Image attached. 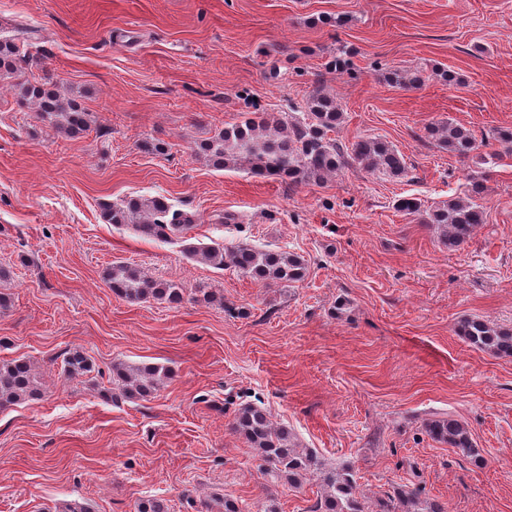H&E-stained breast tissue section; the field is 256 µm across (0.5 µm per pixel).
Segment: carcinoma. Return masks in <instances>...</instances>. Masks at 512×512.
Listing matches in <instances>:
<instances>
[{
    "instance_id": "cac0c4a2",
    "label": "carcinoma",
    "mask_w": 512,
    "mask_h": 512,
    "mask_svg": "<svg viewBox=\"0 0 512 512\" xmlns=\"http://www.w3.org/2000/svg\"><path fill=\"white\" fill-rule=\"evenodd\" d=\"M30 60L22 31L0 39V78H13L21 64ZM23 102L37 108V118L53 125L58 132L75 136L89 128L88 113L68 95L50 91L44 85L26 79L15 83ZM342 120L336 100L316 86L300 106L289 112H254L239 123L226 127L196 144L213 166L243 167L254 174L274 176L282 182L323 184L341 168L356 165L368 173L389 178H403L408 169L404 157L387 141L362 138L347 146L334 137ZM427 139L444 150L468 158L479 148L470 130L462 126L439 124L427 130ZM393 206L422 224L437 225L443 230L448 248L456 249L471 239L484 223L485 206L481 185L474 180L464 199H450L426 207L413 195L401 196ZM105 220L110 224L132 225L138 233L168 242L179 238L195 224V216L176 208L164 195L129 199L122 205H103ZM189 255L216 268L230 266L251 278L275 284L300 281L306 274L304 260L288 251L260 250L240 243L228 250L214 241L192 247ZM107 282L117 297L141 302L153 300L176 304L183 300V289L172 281L148 278L132 264L121 263L107 272ZM460 332L474 347L497 355L512 356V330L495 327L481 319H467ZM94 369L93 360L81 351H72L63 360L69 376L87 375ZM112 385L129 400L146 399L157 392L171 375L158 364L132 367L123 361L112 363ZM41 396V383L29 360L13 358L0 361V410L35 400ZM232 430L253 448L274 479L298 486L313 472L319 473L322 494L311 512H365L353 469L343 466L332 471L318 467L313 455L294 448V436L285 426L274 425L260 405L248 404L235 415ZM432 440L456 449L462 455L477 458L469 429L451 416H437L425 423ZM379 512H445V507L422 497L415 486L400 487L378 502ZM136 512H170L166 500H141Z\"/></svg>"
}]
</instances>
